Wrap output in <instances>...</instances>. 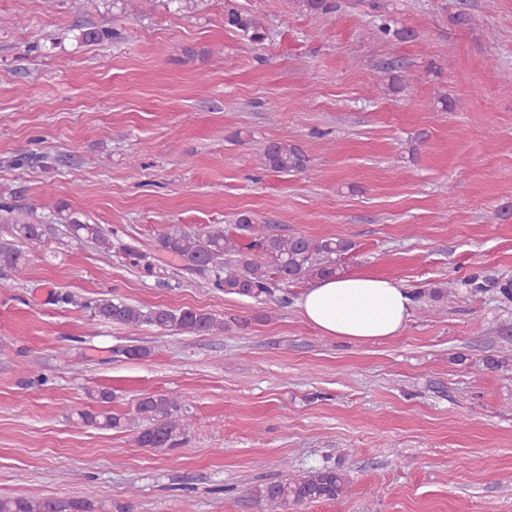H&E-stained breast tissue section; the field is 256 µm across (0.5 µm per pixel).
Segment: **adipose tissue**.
<instances>
[{
    "mask_svg": "<svg viewBox=\"0 0 512 512\" xmlns=\"http://www.w3.org/2000/svg\"><path fill=\"white\" fill-rule=\"evenodd\" d=\"M297 305L322 335L370 343L403 330L413 300L408 289L394 281L344 274L319 279L305 288Z\"/></svg>",
    "mask_w": 512,
    "mask_h": 512,
    "instance_id": "1",
    "label": "adipose tissue"
}]
</instances>
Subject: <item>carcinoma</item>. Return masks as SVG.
<instances>
[{
  "label": "carcinoma",
  "mask_w": 512,
  "mask_h": 512,
  "mask_svg": "<svg viewBox=\"0 0 512 512\" xmlns=\"http://www.w3.org/2000/svg\"><path fill=\"white\" fill-rule=\"evenodd\" d=\"M299 2L304 10L313 14L329 15L336 10V0ZM224 26L251 31L253 38H262L257 19L233 7L224 12ZM259 156L264 168L281 173L299 172L307 165L303 149L287 141L262 145ZM238 229L252 239L254 249V253L238 259H231L232 255L240 253L236 239L220 228L204 233L164 232L157 238V250L178 257L189 270L212 272L216 286L228 294L261 298L273 295L274 289L296 280L328 277L341 272V258L352 249V243L343 237L269 234L263 225L253 223L247 216L238 220ZM50 231L51 227L46 224L11 225L14 242L0 243V264L18 276L24 275L29 265L25 246L41 243ZM68 232L78 241L86 240L102 248L109 247V230L101 224H82L72 220L68 224ZM87 307L101 321L132 328L146 324L191 335H205L224 328V322L214 314L199 310L157 307L145 311L112 298L91 301ZM94 401L102 408L77 411L79 422L101 430L125 427L122 416L103 408L112 401L111 392H97ZM136 413L142 421L136 436L139 447L172 448L178 444L185 424L176 398L145 396L137 403ZM348 483L346 472L321 468L303 472L289 480L257 485L251 490V496L257 503L265 505L269 512H286L292 506L334 500L343 494ZM0 512H92V503L87 499L74 498L1 497Z\"/></svg>",
  "instance_id": "obj_1"
}]
</instances>
